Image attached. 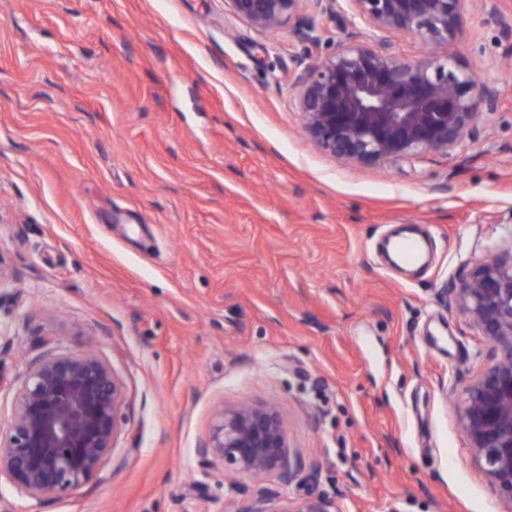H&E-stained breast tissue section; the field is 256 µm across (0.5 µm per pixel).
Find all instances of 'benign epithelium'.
<instances>
[{"label": "benign epithelium", "instance_id": "1", "mask_svg": "<svg viewBox=\"0 0 512 512\" xmlns=\"http://www.w3.org/2000/svg\"><path fill=\"white\" fill-rule=\"evenodd\" d=\"M512 33V0H225L232 16L272 34L295 23L309 53L293 72L303 130L346 165H385L403 157L452 154L491 105L496 88L456 57L440 52L474 6ZM346 17L364 29L319 54L321 39L305 11ZM413 35L430 48L407 61L395 38ZM449 303L478 329L489 361L461 394L460 425L472 459L512 512V252L478 262ZM12 395L11 423L0 437V479L39 505L83 488L112 457L126 409L123 382L93 351L43 354L27 361ZM289 431L275 404L219 409L197 454L247 479L294 480ZM275 493L259 487L217 512H280ZM286 512H338L336 502L308 496Z\"/></svg>", "mask_w": 512, "mask_h": 512}]
</instances>
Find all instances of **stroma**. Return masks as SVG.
<instances>
[{
    "label": "stroma",
    "mask_w": 512,
    "mask_h": 512,
    "mask_svg": "<svg viewBox=\"0 0 512 512\" xmlns=\"http://www.w3.org/2000/svg\"><path fill=\"white\" fill-rule=\"evenodd\" d=\"M293 28L224 0H0V376L91 350L124 383L82 489L0 512H212L249 480L196 453L215 411L275 403L300 469L265 484L339 512H502L456 393L488 347L439 302L512 248V38L449 43L499 91L452 154L348 166L302 133ZM430 251L404 273L387 239ZM319 469H312V460Z\"/></svg>",
    "instance_id": "obj_1"
}]
</instances>
